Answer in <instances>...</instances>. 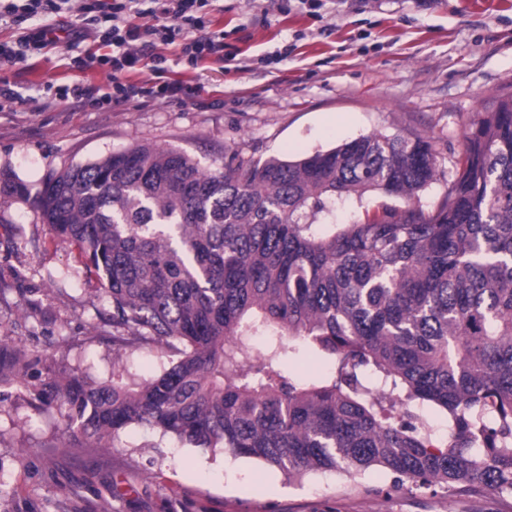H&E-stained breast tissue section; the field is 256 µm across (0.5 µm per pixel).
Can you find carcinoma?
<instances>
[{
    "label": "carcinoma",
    "instance_id": "cac0c4a2",
    "mask_svg": "<svg viewBox=\"0 0 512 512\" xmlns=\"http://www.w3.org/2000/svg\"><path fill=\"white\" fill-rule=\"evenodd\" d=\"M427 136H360L298 160L138 142L48 175L30 199L0 169V206L30 205L112 305V380L0 337V385L64 418L62 448L146 426L288 479L372 467L415 488L512 494V99L465 128L448 191ZM385 198L344 224L350 198ZM267 338L255 356L252 340ZM155 354L140 378L123 356ZM304 352L334 370L300 380ZM448 417L440 442L421 423Z\"/></svg>",
    "mask_w": 512,
    "mask_h": 512
}]
</instances>
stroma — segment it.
<instances>
[{
	"mask_svg": "<svg viewBox=\"0 0 512 512\" xmlns=\"http://www.w3.org/2000/svg\"><path fill=\"white\" fill-rule=\"evenodd\" d=\"M210 28L224 62L191 67L179 44L159 47L178 97L148 92L149 67L125 74L134 101L53 103L52 89H104L107 73L72 67L94 45L61 41L9 71L15 96L0 112V169L38 193L54 171L136 142L173 147L218 169L227 150L247 159L296 160L353 138L429 135L457 155L471 118L512 98V0H215ZM72 247L28 205L0 220V331L12 344H54L69 367L112 376V329L98 318L96 281L78 276ZM63 278L57 293L53 278ZM62 418L19 392L0 410V512H512V494L395 488L367 470L291 481L277 468L222 450L185 448L143 426L111 448H60Z\"/></svg>",
	"mask_w": 512,
	"mask_h": 512,
	"instance_id": "obj_1",
	"label": "stroma"
}]
</instances>
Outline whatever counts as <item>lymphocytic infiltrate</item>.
<instances>
[{
	"label": "lymphocytic infiltrate",
	"instance_id": "f902f5d3",
	"mask_svg": "<svg viewBox=\"0 0 512 512\" xmlns=\"http://www.w3.org/2000/svg\"><path fill=\"white\" fill-rule=\"evenodd\" d=\"M141 0H0V18L11 19L20 30L14 41L0 42V72L24 64L35 54L55 47L59 38L54 26L28 27L29 19L61 14L74 16L72 37L92 40L102 54L77 58L79 69L106 71L112 91L105 103L128 102L139 96V87L126 83L124 74L138 64L157 62L159 44L182 38V54L191 64L224 60L223 32L209 31L206 7L210 0H148L152 25L131 23Z\"/></svg>",
	"mask_w": 512,
	"mask_h": 512
}]
</instances>
